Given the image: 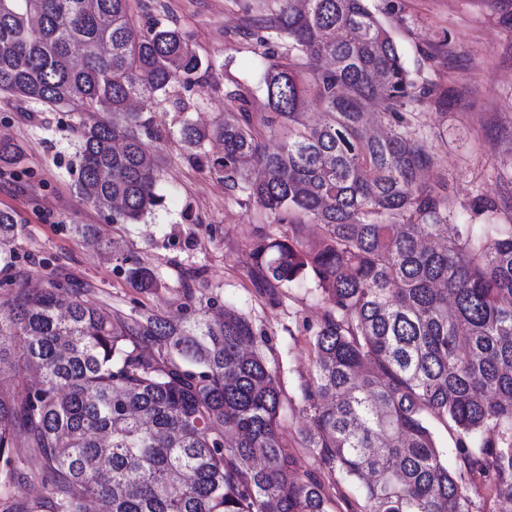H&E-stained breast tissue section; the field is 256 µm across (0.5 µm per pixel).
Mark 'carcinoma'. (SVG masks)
I'll return each instance as SVG.
<instances>
[{
  "label": "carcinoma",
  "mask_w": 512,
  "mask_h": 512,
  "mask_svg": "<svg viewBox=\"0 0 512 512\" xmlns=\"http://www.w3.org/2000/svg\"><path fill=\"white\" fill-rule=\"evenodd\" d=\"M134 0H0V94L94 114L73 127L77 193L114 224L162 204L165 162L150 115L203 61L176 25L133 22ZM255 33L268 111L225 92L232 110L206 127L182 122L186 159L262 208L288 234H258L253 274L271 288L310 280L325 300L306 440L342 481L362 486L360 512H473L429 418L455 436L465 470L512 504V207L502 223L453 224L448 180L423 181L440 158L413 105L417 83L366 0H276ZM320 119H305L310 101ZM279 133L271 150L265 138ZM25 162L0 139V170ZM0 209V241L18 233ZM320 237L310 243L304 226ZM112 259L135 287H161L131 253ZM174 322L103 312L69 282L31 292L0 280L3 512H331L313 479L288 476L281 390L242 314L186 292ZM32 473L37 505L13 489Z\"/></svg>",
  "instance_id": "cac0c4a2"
}]
</instances>
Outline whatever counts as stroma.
Wrapping results in <instances>:
<instances>
[{
	"label": "stroma",
	"instance_id": "1",
	"mask_svg": "<svg viewBox=\"0 0 512 512\" xmlns=\"http://www.w3.org/2000/svg\"><path fill=\"white\" fill-rule=\"evenodd\" d=\"M138 23L153 18L176 24L195 51L217 60L216 69L192 90L170 89L152 109L168 157L157 181L163 204L135 224L111 223L73 186L76 142L72 113L32 102L0 98V137L19 144L22 168L0 175V209L14 210L21 231L10 248L19 277L47 287L67 280L89 289L100 307L124 313L150 310L184 315L186 289L234 307L248 317L282 391L279 420L290 459L289 472L315 476L332 500L333 512H359V495L323 464L319 449L303 437L307 410L303 395L316 376L313 340L325 303L305 279L269 290L251 275V235L278 237L257 207L236 204L224 185L191 166L179 142L185 118L223 116L225 91L240 84L252 93L251 108L266 109L260 88L263 67L252 37L257 22L275 12V0H142ZM391 32L407 68L436 97L416 105L417 120L429 135L441 164L430 177L445 176L460 203L458 222L488 223L485 195L512 201V185L499 172L512 165V0H368ZM445 139H438V132ZM93 227L90 245L81 233ZM134 253L158 276L161 286L145 292L127 279L113 250Z\"/></svg>",
	"mask_w": 512,
	"mask_h": 512
}]
</instances>
